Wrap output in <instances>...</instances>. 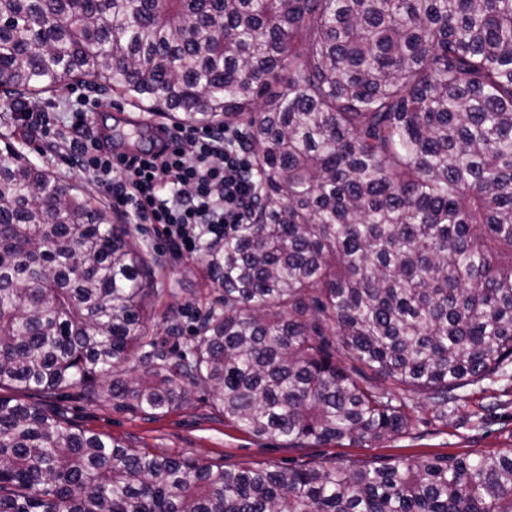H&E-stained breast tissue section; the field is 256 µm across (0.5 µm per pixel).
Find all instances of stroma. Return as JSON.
Instances as JSON below:
<instances>
[{
    "label": "stroma",
    "instance_id": "35a3bbf8",
    "mask_svg": "<svg viewBox=\"0 0 512 512\" xmlns=\"http://www.w3.org/2000/svg\"><path fill=\"white\" fill-rule=\"evenodd\" d=\"M78 88L96 104L92 123L95 136L108 140L117 150L140 148L139 134L153 130L157 113L131 109L111 90L91 81L79 83ZM0 135L13 141L37 164L82 187L96 201H103V194L93 182L76 173L67 158L54 149L51 137L30 130L7 113L0 114ZM135 240L147 257L163 262L157 271L161 292L154 300L151 327L158 341L180 350L191 338L198 317L216 298L201 266V254L196 251L174 255L164 237L148 224L136 231ZM172 310L180 324V331L174 336L169 334L165 321ZM466 394L465 401L446 419L426 400L417 399V421L411 433L372 448L347 444L294 449L279 441L261 440L225 424L204 394L191 405L161 416L119 407L108 399L86 401L72 391L47 399L46 404L75 425L132 446L228 467L255 463L275 469L321 463L350 465L390 457L417 459L512 448V378L469 387Z\"/></svg>",
    "mask_w": 512,
    "mask_h": 512
}]
</instances>
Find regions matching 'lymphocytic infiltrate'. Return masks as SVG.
<instances>
[{"label":"lymphocytic infiltrate","instance_id":"1","mask_svg":"<svg viewBox=\"0 0 512 512\" xmlns=\"http://www.w3.org/2000/svg\"><path fill=\"white\" fill-rule=\"evenodd\" d=\"M89 114L69 112L57 147L105 191L113 211L136 224L155 225L174 253L194 252L247 223L260 175L223 127H176L174 147L156 143L145 157L114 154L91 137Z\"/></svg>","mask_w":512,"mask_h":512}]
</instances>
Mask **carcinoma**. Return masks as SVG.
I'll use <instances>...</instances> for the list:
<instances>
[{
  "label": "carcinoma",
  "instance_id": "cac0c4a2",
  "mask_svg": "<svg viewBox=\"0 0 512 512\" xmlns=\"http://www.w3.org/2000/svg\"><path fill=\"white\" fill-rule=\"evenodd\" d=\"M84 80L247 122L259 201L206 249L222 297L176 353L129 225L4 142L0 391L148 415L206 391L256 438L369 447L413 396L446 419L507 375L512 0H0L4 107ZM0 512H512V448L231 469L0 394Z\"/></svg>",
  "mask_w": 512,
  "mask_h": 512
}]
</instances>
